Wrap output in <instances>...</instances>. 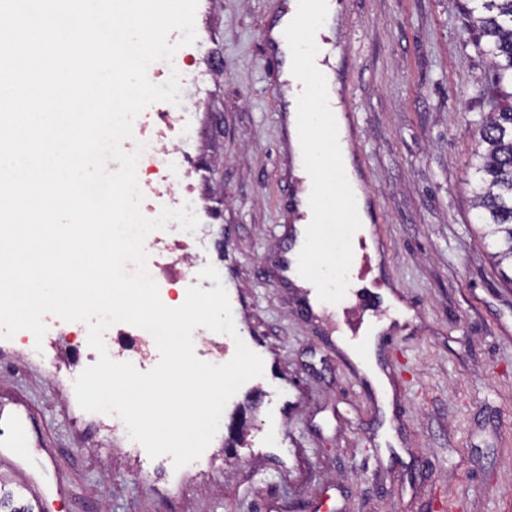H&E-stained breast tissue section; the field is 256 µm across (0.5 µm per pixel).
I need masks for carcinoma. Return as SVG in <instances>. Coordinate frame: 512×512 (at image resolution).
Masks as SVG:
<instances>
[{
  "label": "carcinoma",
  "instance_id": "obj_1",
  "mask_svg": "<svg viewBox=\"0 0 512 512\" xmlns=\"http://www.w3.org/2000/svg\"><path fill=\"white\" fill-rule=\"evenodd\" d=\"M479 47L494 68L495 109L479 123L472 186L481 237L496 248L495 264L512 267V0H468ZM0 512H35V507L5 489L0 478Z\"/></svg>",
  "mask_w": 512,
  "mask_h": 512
}]
</instances>
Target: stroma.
<instances>
[{"label":"stroma","mask_w":512,"mask_h":512,"mask_svg":"<svg viewBox=\"0 0 512 512\" xmlns=\"http://www.w3.org/2000/svg\"><path fill=\"white\" fill-rule=\"evenodd\" d=\"M465 3L338 0L331 26L340 56L322 74L343 87L386 272L411 313L376 350L397 387L379 402L336 348L343 299L302 319L280 265L298 185L269 40L285 0H202L191 50L211 77L197 82L178 54L148 78L178 72L181 106L198 115L185 200L210 212L195 234L265 373L229 400L203 463L178 469L130 453L114 416L80 408L83 337L46 339L53 374L0 341V404L29 407L60 479L48 512H512V282L471 208V151L495 100Z\"/></svg>","instance_id":"obj_1"}]
</instances>
